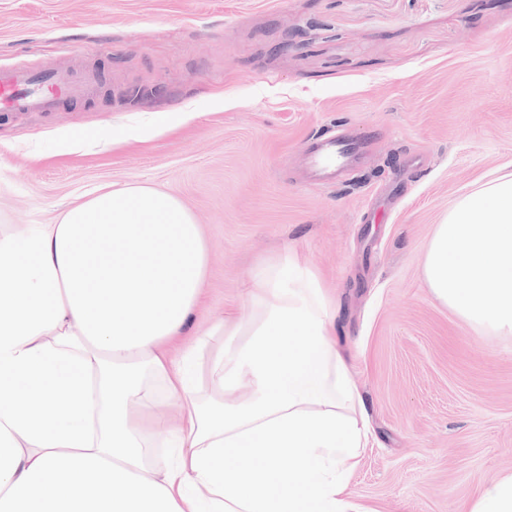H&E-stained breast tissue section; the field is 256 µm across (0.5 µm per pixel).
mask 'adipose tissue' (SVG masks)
<instances>
[{"mask_svg":"<svg viewBox=\"0 0 512 512\" xmlns=\"http://www.w3.org/2000/svg\"><path fill=\"white\" fill-rule=\"evenodd\" d=\"M208 262L188 207L144 186L0 234V512H364L346 493L367 438L352 360L291 252L256 265L209 366L203 337L163 351Z\"/></svg>","mask_w":512,"mask_h":512,"instance_id":"ef3b65f1","label":"adipose tissue"}]
</instances>
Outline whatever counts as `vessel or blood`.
I'll return each instance as SVG.
<instances>
[{"mask_svg": "<svg viewBox=\"0 0 512 512\" xmlns=\"http://www.w3.org/2000/svg\"><path fill=\"white\" fill-rule=\"evenodd\" d=\"M100 85L96 70L75 73L68 70L0 66V112H54L65 103L91 99ZM358 150L357 144L341 136L320 140L310 150L315 178L332 182Z\"/></svg>", "mask_w": 512, "mask_h": 512, "instance_id": "vessel-or-blood-1", "label": "vessel or blood"}]
</instances>
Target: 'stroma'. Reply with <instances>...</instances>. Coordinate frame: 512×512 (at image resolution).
<instances>
[{
	"label": "stroma",
	"instance_id": "obj_1",
	"mask_svg": "<svg viewBox=\"0 0 512 512\" xmlns=\"http://www.w3.org/2000/svg\"><path fill=\"white\" fill-rule=\"evenodd\" d=\"M0 64L104 74L90 100L0 114V232L105 187L178 198L210 255L190 341L246 315L252 268L292 249L332 299L365 410L350 501L468 512L512 472V335L422 275L452 202L512 171V0H0ZM339 127L361 156L307 178V144Z\"/></svg>",
	"mask_w": 512,
	"mask_h": 512
}]
</instances>
